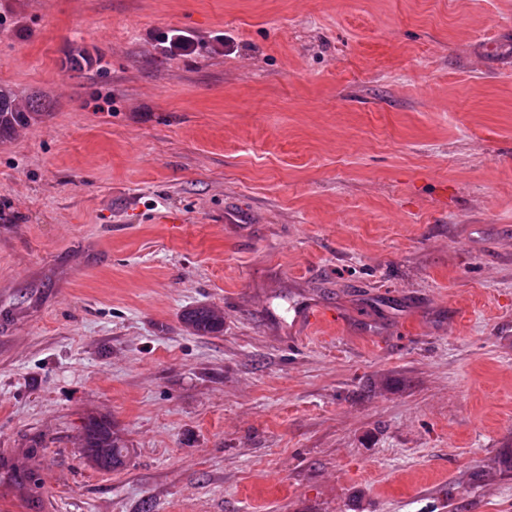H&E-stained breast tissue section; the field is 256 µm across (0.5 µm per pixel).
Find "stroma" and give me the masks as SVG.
<instances>
[{"label":"stroma","instance_id":"35a3bbf8","mask_svg":"<svg viewBox=\"0 0 512 512\" xmlns=\"http://www.w3.org/2000/svg\"><path fill=\"white\" fill-rule=\"evenodd\" d=\"M0 86V512H512V0H0ZM42 111L40 97L32 96L22 103L14 92L0 88V142L10 139L18 128L30 123L32 114ZM182 320L196 334H219L224 330V316L208 307L189 309L183 314ZM79 444L84 455L89 459L86 448H93L92 457L99 465L107 466L112 469V459L116 458L112 453L113 448H121L128 455V448L120 438V436L112 430V421L105 416H90L87 417L82 425L79 435ZM107 445L108 448H102ZM91 460V459H90ZM98 467L102 468L101 466Z\"/></svg>","mask_w":512,"mask_h":512}]
</instances>
